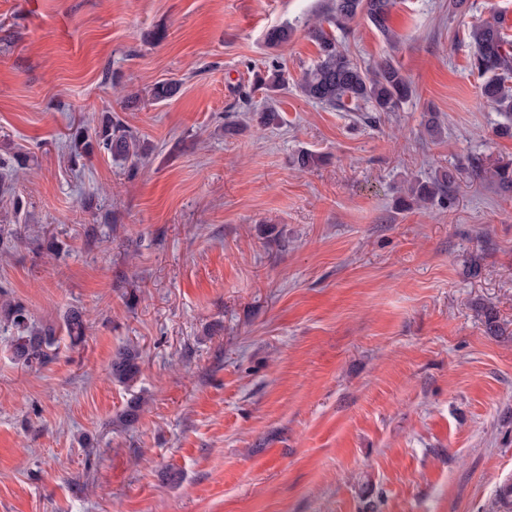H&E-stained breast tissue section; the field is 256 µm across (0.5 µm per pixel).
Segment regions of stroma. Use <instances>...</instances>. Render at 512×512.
<instances>
[{"instance_id": "1", "label": "stroma", "mask_w": 512, "mask_h": 512, "mask_svg": "<svg viewBox=\"0 0 512 512\" xmlns=\"http://www.w3.org/2000/svg\"><path fill=\"white\" fill-rule=\"evenodd\" d=\"M330 5L0 0V153L26 158L0 194V286L36 324L86 320L32 369L0 332V512H505L512 194L471 164L512 161V138L469 31L512 0H397L392 44L353 19L342 49L393 57L417 93L372 121L295 86ZM279 25L292 37L269 48ZM277 67L264 126L239 93ZM107 112L148 157L72 168L70 133ZM302 150L318 163L295 166ZM448 169L450 202L397 206ZM125 345L128 386L109 375ZM72 346L80 344L84 339L86 329L84 314L79 309H71L64 317L63 326ZM139 352L130 346L119 348L112 356L110 375L112 379L122 385L133 383L140 372Z\"/></svg>"}]
</instances>
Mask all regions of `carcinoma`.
<instances>
[{
  "instance_id": "1",
  "label": "carcinoma",
  "mask_w": 512,
  "mask_h": 512,
  "mask_svg": "<svg viewBox=\"0 0 512 512\" xmlns=\"http://www.w3.org/2000/svg\"><path fill=\"white\" fill-rule=\"evenodd\" d=\"M395 0H333L331 19L340 31L348 30V23L356 16L366 17L389 42L395 41L387 26V18ZM292 30L288 26L271 29L267 43L273 48L288 44ZM310 36L319 47V61L304 72L297 87L303 97L336 109H353L357 112H396L412 99L415 89L401 65L391 57L379 61L372 68H363L342 52L336 36L325 31L321 25L310 28ZM474 51L470 57L471 71L482 78L480 92L492 108L512 118V51L506 49L508 41L497 18L481 19L470 30ZM282 86L280 75H272L267 81L258 78L253 88L242 95L243 102L250 104L252 93L265 90V105L260 109L264 121L278 119V109L273 105L271 92ZM180 85L175 81L156 84L152 89L155 100L172 98ZM71 157L76 161L88 159L103 152L114 159L134 163L146 158L145 142L132 134L121 121L108 116L94 135L82 127L70 133ZM491 178L504 193H512V163L497 165ZM453 171L434 177L429 182H420L411 190L416 202L443 200L444 193L454 184ZM0 324L13 336V358L24 366L43 365L51 359L50 351L58 345L57 329L37 327L31 322L28 311L19 303L10 300L0 305ZM62 329L70 344L76 346L84 339L86 329L84 314L78 309L70 310L64 317ZM140 372L139 352L130 346L122 347L112 356L110 375L122 385L133 383Z\"/></svg>"
}]
</instances>
